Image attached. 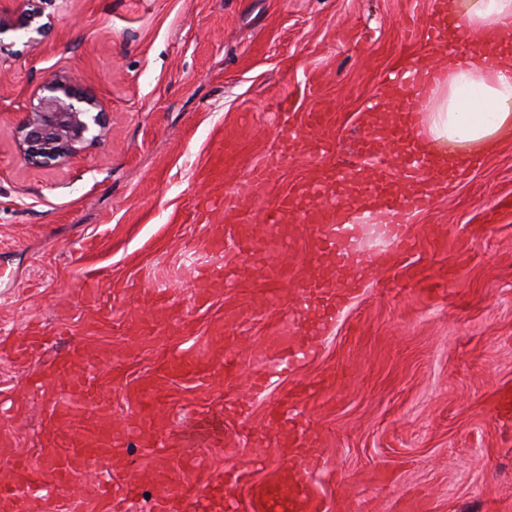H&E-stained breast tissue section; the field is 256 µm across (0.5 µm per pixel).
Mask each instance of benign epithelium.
<instances>
[{"instance_id": "1", "label": "benign epithelium", "mask_w": 512, "mask_h": 512, "mask_svg": "<svg viewBox=\"0 0 512 512\" xmlns=\"http://www.w3.org/2000/svg\"><path fill=\"white\" fill-rule=\"evenodd\" d=\"M0 0V53L15 42L4 36L28 34L25 45L34 46L51 22H40L39 11L17 12ZM110 133L104 103L75 75H52L39 84L35 97L19 121L15 146L21 157L36 166L64 164Z\"/></svg>"}]
</instances>
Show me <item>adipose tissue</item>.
Instances as JSON below:
<instances>
[{"label": "adipose tissue", "instance_id": "1", "mask_svg": "<svg viewBox=\"0 0 512 512\" xmlns=\"http://www.w3.org/2000/svg\"><path fill=\"white\" fill-rule=\"evenodd\" d=\"M444 6L468 30L496 33L502 56H512V0H445ZM422 134L465 156L511 149L512 66L489 69L477 53L454 63L427 97Z\"/></svg>", "mask_w": 512, "mask_h": 512}]
</instances>
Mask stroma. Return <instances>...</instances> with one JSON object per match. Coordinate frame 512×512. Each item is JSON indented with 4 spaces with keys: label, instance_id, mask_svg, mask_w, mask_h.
Masks as SVG:
<instances>
[{
    "label": "stroma",
    "instance_id": "obj_1",
    "mask_svg": "<svg viewBox=\"0 0 512 512\" xmlns=\"http://www.w3.org/2000/svg\"><path fill=\"white\" fill-rule=\"evenodd\" d=\"M436 0H17L39 8L52 26L31 48L0 55V469L17 454L36 467L47 460L48 406L56 380L30 389L29 368L73 347L111 375V429L118 458L130 462L136 495L124 512H158L152 472L157 442L195 420H223V438L205 449L203 467L245 465L289 472L287 428L266 425L269 408L302 383L342 373L338 384L301 406L298 426L331 512H401L408 496L424 512H512V416L495 417L491 392L512 387V219L469 239L503 195H512V149L483 161L429 209L413 215L412 264L455 280L443 294H414L399 265L374 270L363 293L320 338L315 355L261 395L250 378L274 359L273 330L294 310L297 285L335 275L314 266L316 245L300 217L284 216L270 250L261 207L297 190L348 158L367 126L366 104L385 112L406 104L379 90L380 75L427 46L407 40V21L425 23ZM73 73L106 102L111 135L64 165L33 166L16 151V126L47 76ZM320 75L318 92L308 78ZM332 102L328 153L309 154L304 139L284 141V113L318 99ZM235 144L238 165L223 184L206 178L211 154ZM286 150L276 177L262 186L249 168ZM239 226L254 249L271 251L287 275L273 284L253 258L239 288L203 281L204 270L234 265L212 252L211 238ZM98 290L83 294L89 276ZM166 290L157 308L154 289ZM211 299L195 303L199 289ZM169 328L163 341L141 328ZM40 328L50 344L29 366L12 345ZM236 354L224 367V349ZM205 348L201 373L165 377L180 351ZM155 381L158 403L144 410L128 397ZM85 512H105L94 482L62 486L51 501L23 512H70L72 494Z\"/></svg>",
    "mask_w": 512,
    "mask_h": 512
}]
</instances>
